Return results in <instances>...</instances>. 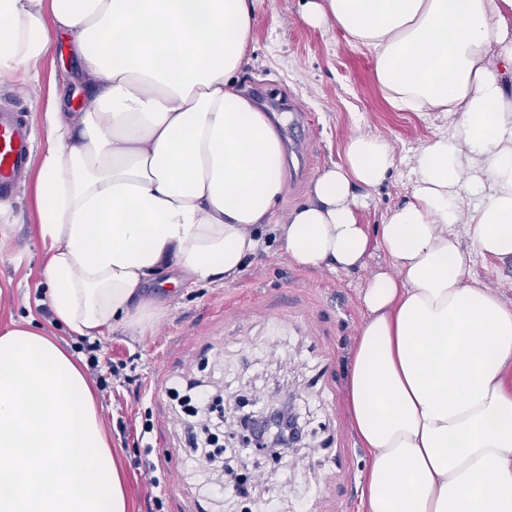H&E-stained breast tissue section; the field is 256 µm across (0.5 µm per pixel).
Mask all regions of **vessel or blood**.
<instances>
[{
	"label": "vessel or blood",
	"mask_w": 512,
	"mask_h": 512,
	"mask_svg": "<svg viewBox=\"0 0 512 512\" xmlns=\"http://www.w3.org/2000/svg\"><path fill=\"white\" fill-rule=\"evenodd\" d=\"M32 153L27 122L10 106L0 105V200L20 193Z\"/></svg>",
	"instance_id": "obj_1"
}]
</instances>
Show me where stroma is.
<instances>
[{"mask_svg":"<svg viewBox=\"0 0 512 512\" xmlns=\"http://www.w3.org/2000/svg\"><path fill=\"white\" fill-rule=\"evenodd\" d=\"M300 0H265L253 35V62L240 87L274 123L289 158L286 214L306 198L313 180L340 162L352 130L379 136L394 154L391 177L372 195L364 223L378 228L394 207L410 198L409 168L415 152L437 133L450 130L442 112H409L391 106L376 80L367 50L351 46L335 29H315L299 17ZM64 105L84 95L80 62L56 44L37 76L0 82V101L12 97L27 115L35 152L46 145L42 114L53 93ZM311 150L299 169L293 145ZM35 175L19 195L0 204V284H10L0 318L35 319L50 326L37 305L36 284L44 255L34 233ZM457 234L470 252L469 273L512 304V260L472 252L471 227ZM259 255L234 283L181 285L155 296L161 319L145 335L118 329L99 337L101 413L112 428L139 512H362L361 490L368 452L360 448L344 410L348 359L366 317L361 292L372 274L391 268L378 248L362 269L349 273L296 265L266 233ZM199 382L225 402L246 396L254 412L289 399L305 429L301 441L278 461L239 447L234 411L225 419L199 411L185 414L165 391L166 382ZM215 429L231 452L204 464L190 434ZM156 468L148 485L141 468ZM266 480L255 484V472Z\"/></svg>","mask_w":512,"mask_h":512,"instance_id":"35a3bbf8","label":"stroma"}]
</instances>
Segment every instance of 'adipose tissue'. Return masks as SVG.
<instances>
[{
    "mask_svg": "<svg viewBox=\"0 0 512 512\" xmlns=\"http://www.w3.org/2000/svg\"><path fill=\"white\" fill-rule=\"evenodd\" d=\"M263 0H0V79L57 41L81 62L79 111L43 112L36 229L44 302L72 336L144 334L179 269L234 282L273 226L297 265L362 290L347 419L369 453L366 512H512V307L468 277L512 259V0H305L301 17L371 53L387 101L453 116L413 157L411 198L362 220L394 157L352 133L286 218L281 139L244 96ZM470 225L473 250L458 241ZM0 512H136L92 383L49 329L0 324Z\"/></svg>",
    "mask_w": 512,
    "mask_h": 512,
    "instance_id": "ef3b65f1",
    "label": "adipose tissue"
}]
</instances>
